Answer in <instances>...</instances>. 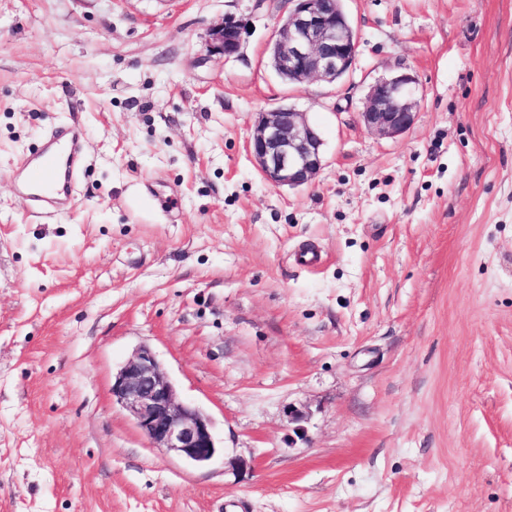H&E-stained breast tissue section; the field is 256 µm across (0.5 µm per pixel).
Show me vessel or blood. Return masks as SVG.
<instances>
[{"instance_id":"b4317fda","label":"vessel or blood","mask_w":512,"mask_h":512,"mask_svg":"<svg viewBox=\"0 0 512 512\" xmlns=\"http://www.w3.org/2000/svg\"><path fill=\"white\" fill-rule=\"evenodd\" d=\"M83 163L82 129L51 128L41 145L28 156L21 170V188L35 209L60 215L62 206L71 201L69 187Z\"/></svg>"}]
</instances>
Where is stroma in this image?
I'll return each instance as SVG.
<instances>
[{
    "label": "stroma",
    "instance_id": "1",
    "mask_svg": "<svg viewBox=\"0 0 512 512\" xmlns=\"http://www.w3.org/2000/svg\"><path fill=\"white\" fill-rule=\"evenodd\" d=\"M343 7L328 84L270 67L280 0H0V512H512V0ZM397 72L419 109L382 138L358 114ZM283 104L324 140L298 188L247 151ZM59 124L86 169L50 219L15 178ZM142 345L209 465L113 403ZM242 25L232 19H226L222 24L210 31V51L224 58L236 56L241 48Z\"/></svg>",
    "mask_w": 512,
    "mask_h": 512
}]
</instances>
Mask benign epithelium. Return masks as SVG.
Returning a JSON list of instances; mask_svg holds the SVG:
<instances>
[{"label": "benign epithelium", "mask_w": 512, "mask_h": 512, "mask_svg": "<svg viewBox=\"0 0 512 512\" xmlns=\"http://www.w3.org/2000/svg\"><path fill=\"white\" fill-rule=\"evenodd\" d=\"M343 0H288L290 7L272 41V68L291 83L316 79L334 83L353 67L358 35ZM242 25L232 19L210 31V52L225 58L241 48ZM416 81L408 73L381 78L365 97L359 120L372 134L394 138L410 129L418 110ZM323 140L305 113L279 106L260 117L247 148L263 178L277 187L311 183L323 167ZM113 399L125 409L151 447L193 465H205L218 451L210 418L182 403L155 353L141 346L119 369Z\"/></svg>", "instance_id": "1"}]
</instances>
